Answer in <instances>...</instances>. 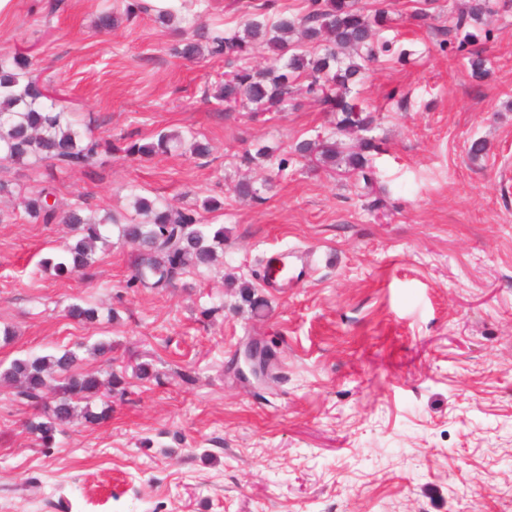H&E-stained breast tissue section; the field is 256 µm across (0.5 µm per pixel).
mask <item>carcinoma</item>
Instances as JSON below:
<instances>
[{
  "instance_id": "cac0c4a2",
  "label": "carcinoma",
  "mask_w": 512,
  "mask_h": 512,
  "mask_svg": "<svg viewBox=\"0 0 512 512\" xmlns=\"http://www.w3.org/2000/svg\"><path fill=\"white\" fill-rule=\"evenodd\" d=\"M483 16V7L477 3L467 14L453 18V28L464 29L469 21L477 22ZM385 19V10L368 13L359 0H310L308 12L301 16L281 14L270 22L249 14L241 30L231 35L203 30L199 39L186 41L179 54L194 60L206 50L224 57L231 79L219 81L214 92L206 90L204 94H213L230 112L249 104L265 112H284L300 91L299 84H305L307 94L340 117L327 137L297 143L294 155L341 166L344 173L366 181L367 153L376 150V144L365 140L360 150L345 155L337 150L336 137L371 123L351 93L366 78L368 65L391 51L389 42L376 38ZM260 51L272 55V64H251L252 56ZM44 89L29 56L0 55V164L88 169L101 155L114 150L132 159L176 153L186 145L197 158L211 153L209 142L191 130L161 132L145 143L129 138L115 147L112 141L84 130L77 113L59 98L46 95ZM126 189L135 212L129 218L90 210L82 202L61 212L57 204L49 202L55 195L50 185L29 195L18 186L0 182V196L14 200L12 209H0V223H11L20 211L31 223L69 225L75 242L67 244L61 256L41 261L44 269L60 278L85 273L95 262L98 245L111 243L114 227L134 251L132 287L168 288L188 267L209 268L224 253V228L210 229L199 213L221 207L218 200L207 199L200 206L178 205L143 196L134 184ZM65 313L80 323L97 317L95 308L79 304L68 306ZM76 363V353L65 349L57 355L16 358L0 369V383L14 387V400L36 411L26 428L47 445L74 418L78 403L100 389L97 374L73 372ZM53 381L58 385L51 398L46 390Z\"/></svg>"
}]
</instances>
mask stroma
Here are the masks:
<instances>
[{
	"label": "stroma",
	"instance_id": "stroma-1",
	"mask_svg": "<svg viewBox=\"0 0 512 512\" xmlns=\"http://www.w3.org/2000/svg\"><path fill=\"white\" fill-rule=\"evenodd\" d=\"M464 2L433 0L423 24L416 0H360L386 10L382 34L406 54L360 90L373 122L346 143L377 144L365 181L292 155L333 129L319 101L225 111L203 96L223 58L175 53L196 29L231 34L246 14L301 15L308 0H203L174 27L127 18L129 0H15L0 16V54L28 52L95 136L190 129L212 146L116 153L91 172L10 165L0 179L51 183L62 210L128 213L129 183L224 204L205 216L224 230L223 268L160 292L129 287L120 242L61 279L38 263L62 252L65 225L0 224V329L14 331L0 364L69 349L93 370L103 341L126 380L106 420L69 425L49 448L25 428L31 409L0 391V512H512V0H484L491 22L462 50L448 27ZM106 10L119 25L102 33ZM258 143L275 157L246 168ZM242 176L259 199L235 196ZM275 253L292 266L312 254L310 276L262 287ZM74 303L98 320L64 317ZM251 344L268 363L259 380L241 374Z\"/></svg>",
	"mask_w": 512,
	"mask_h": 512
}]
</instances>
